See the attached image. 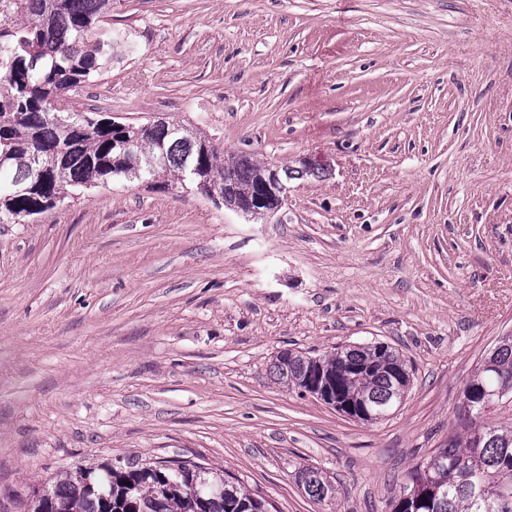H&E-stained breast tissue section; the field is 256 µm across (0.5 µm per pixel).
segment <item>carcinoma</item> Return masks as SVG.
Listing matches in <instances>:
<instances>
[{
	"instance_id": "cac0c4a2",
	"label": "carcinoma",
	"mask_w": 512,
	"mask_h": 512,
	"mask_svg": "<svg viewBox=\"0 0 512 512\" xmlns=\"http://www.w3.org/2000/svg\"><path fill=\"white\" fill-rule=\"evenodd\" d=\"M112 0H0V224H29L67 200L110 183L156 186L173 177L207 196L232 174L225 205H248L263 192L266 166L247 153L224 161V147L202 129L163 119L137 123L132 143L114 120L81 107L80 91L112 72L127 42L107 25ZM65 98L68 108L55 112ZM278 379L300 390L318 380L343 400L369 399L393 409L410 384L399 354L380 344L342 347L328 355L291 352L272 364ZM458 406L468 429L414 464L392 512H512V423L494 413L512 403V336H502L475 369ZM310 499L333 498L318 470L301 472ZM49 497L27 512H268L267 502L201 463L116 459L75 467L55 479Z\"/></svg>"
}]
</instances>
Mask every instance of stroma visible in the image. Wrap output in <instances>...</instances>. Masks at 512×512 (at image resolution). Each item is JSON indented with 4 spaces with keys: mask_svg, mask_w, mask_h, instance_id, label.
I'll use <instances>...</instances> for the list:
<instances>
[{
    "mask_svg": "<svg viewBox=\"0 0 512 512\" xmlns=\"http://www.w3.org/2000/svg\"><path fill=\"white\" fill-rule=\"evenodd\" d=\"M112 27L135 50L85 103L327 172L265 220L115 183L0 224V512L130 455L223 468L270 512H389L512 335V0H113ZM374 343L410 369L377 423L272 371ZM302 487L305 493L314 502H323L333 498L335 488L326 481L317 469L308 468L301 472Z\"/></svg>",
    "mask_w": 512,
    "mask_h": 512,
    "instance_id": "stroma-1",
    "label": "stroma"
}]
</instances>
